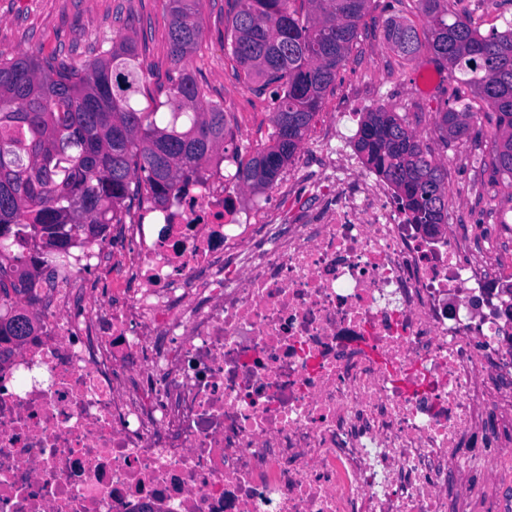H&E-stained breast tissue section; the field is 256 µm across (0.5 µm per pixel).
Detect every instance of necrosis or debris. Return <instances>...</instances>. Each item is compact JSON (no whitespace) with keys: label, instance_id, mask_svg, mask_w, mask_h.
<instances>
[{"label":"necrosis or debris","instance_id":"obj_1","mask_svg":"<svg viewBox=\"0 0 512 512\" xmlns=\"http://www.w3.org/2000/svg\"><path fill=\"white\" fill-rule=\"evenodd\" d=\"M350 118L296 216L218 160L127 234L75 236L0 364V512H512V262L407 223Z\"/></svg>","mask_w":512,"mask_h":512}]
</instances>
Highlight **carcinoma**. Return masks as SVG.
I'll list each match as a JSON object with an SVG mask.
<instances>
[{
    "instance_id": "carcinoma-1",
    "label": "carcinoma",
    "mask_w": 512,
    "mask_h": 512,
    "mask_svg": "<svg viewBox=\"0 0 512 512\" xmlns=\"http://www.w3.org/2000/svg\"><path fill=\"white\" fill-rule=\"evenodd\" d=\"M370 0H236L231 52L247 87L270 92L276 107L272 144L236 177L254 189L271 186L303 142L357 39ZM427 26L393 23L386 40L406 60L429 51L472 98L439 115V131L462 139L473 117L496 122L492 167L512 178V23L484 34L473 22L416 0ZM201 0H166L171 56L166 99L153 108L138 95L148 72L135 42L96 35L94 56L0 58V256L39 239L30 257L0 261V363L37 331L19 306L37 301L38 270L55 264L73 235L99 236L123 223L121 205L147 195L159 204L202 183L219 153L239 146L228 136L224 104L206 99L181 66L203 39ZM169 114L165 125L156 115ZM355 147L363 163L393 185L411 224L434 231L448 218L447 171L400 116L379 106L366 113Z\"/></svg>"
}]
</instances>
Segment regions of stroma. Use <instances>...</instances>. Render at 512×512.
I'll return each instance as SVG.
<instances>
[{"instance_id":"1","label":"stroma","mask_w":512,"mask_h":512,"mask_svg":"<svg viewBox=\"0 0 512 512\" xmlns=\"http://www.w3.org/2000/svg\"><path fill=\"white\" fill-rule=\"evenodd\" d=\"M204 39L186 59L187 68L210 99L220 100L243 159H250L271 143L273 104L256 94L232 58L229 22L234 0H202ZM457 11L478 19L482 32L512 22V0H459ZM416 11L401 0H371L368 13L346 60L337 72L320 112L311 123L307 140L322 137L340 112L354 113L351 130H358L373 99L397 112L427 146L432 158L448 172V221L463 231L473 224L499 226L507 237L512 226V178L493 175L491 157L495 125L472 121L466 138L446 143L437 122L440 112L460 107L469 89L440 72L438 88L414 89L421 72L433 70L432 54L403 59L385 39L394 22L414 20ZM168 18L163 0H0V56L48 55L55 49H85L90 35L132 38L149 74L139 97L141 105L162 100L167 76L173 70L168 40Z\"/></svg>"}]
</instances>
